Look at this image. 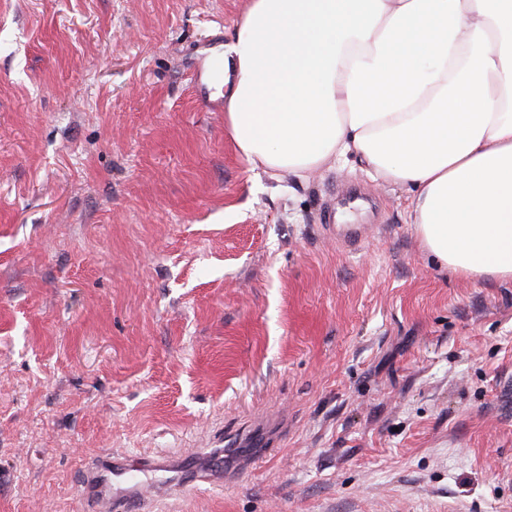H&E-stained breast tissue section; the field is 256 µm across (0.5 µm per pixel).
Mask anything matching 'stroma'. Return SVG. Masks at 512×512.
I'll use <instances>...</instances> for the list:
<instances>
[{
    "label": "stroma",
    "instance_id": "1",
    "mask_svg": "<svg viewBox=\"0 0 512 512\" xmlns=\"http://www.w3.org/2000/svg\"><path fill=\"white\" fill-rule=\"evenodd\" d=\"M247 4L0 0V512L258 414L159 512H512V282L441 267L360 164L237 155L188 55Z\"/></svg>",
    "mask_w": 512,
    "mask_h": 512
}]
</instances>
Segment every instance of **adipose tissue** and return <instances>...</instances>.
Segmentation results:
<instances>
[{
    "instance_id": "obj_1",
    "label": "adipose tissue",
    "mask_w": 512,
    "mask_h": 512,
    "mask_svg": "<svg viewBox=\"0 0 512 512\" xmlns=\"http://www.w3.org/2000/svg\"><path fill=\"white\" fill-rule=\"evenodd\" d=\"M223 85L248 165L355 158L441 266L512 281V0H248Z\"/></svg>"
}]
</instances>
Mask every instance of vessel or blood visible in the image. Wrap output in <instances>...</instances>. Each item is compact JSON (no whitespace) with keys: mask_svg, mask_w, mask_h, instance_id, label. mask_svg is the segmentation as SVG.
Segmentation results:
<instances>
[{"mask_svg":"<svg viewBox=\"0 0 512 512\" xmlns=\"http://www.w3.org/2000/svg\"><path fill=\"white\" fill-rule=\"evenodd\" d=\"M223 52L222 41H211L197 49L191 63L197 97L216 112L224 109ZM222 455L219 448L197 449L187 459L105 454L83 471L86 512H154L153 504L159 499L176 497L190 485L211 483L214 475L223 473ZM160 471L165 479L153 480V473Z\"/></svg>","mask_w":512,"mask_h":512,"instance_id":"1","label":"vessel or blood"}]
</instances>
